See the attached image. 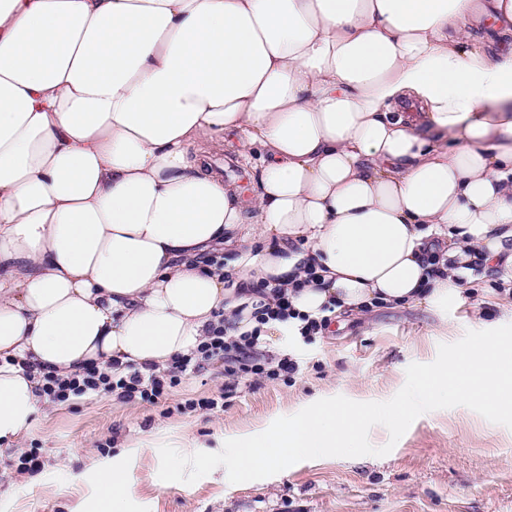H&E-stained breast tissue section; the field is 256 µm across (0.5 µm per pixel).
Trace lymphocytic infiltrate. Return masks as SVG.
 <instances>
[{
  "mask_svg": "<svg viewBox=\"0 0 512 512\" xmlns=\"http://www.w3.org/2000/svg\"><path fill=\"white\" fill-rule=\"evenodd\" d=\"M273 296V302L260 305L253 313L259 326L271 322L285 328L292 326L306 341L328 329L329 318L297 315L282 289H274ZM216 360L224 362V373L232 381L244 379L253 385L289 376L299 367L297 360L289 357L270 358L258 330L228 338L223 327L216 326L211 328L207 339L198 345L196 351L175 356L166 369L152 368L144 372L132 367L126 374L117 375L95 366H86L66 376L47 372L42 376L40 392L54 404H63L73 397L90 393L114 395L128 402L156 404L165 400L184 378Z\"/></svg>",
  "mask_w": 512,
  "mask_h": 512,
  "instance_id": "1",
  "label": "lymphocytic infiltrate"
}]
</instances>
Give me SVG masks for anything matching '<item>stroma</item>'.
<instances>
[{"label":"stroma","mask_w":512,"mask_h":512,"mask_svg":"<svg viewBox=\"0 0 512 512\" xmlns=\"http://www.w3.org/2000/svg\"><path fill=\"white\" fill-rule=\"evenodd\" d=\"M463 286L462 297L448 304L454 339L505 325L502 310L512 305V293L501 290L498 276L480 268ZM437 324L421 308L381 307L362 318L332 320L308 343L284 331L269 336V355L293 352L301 359L286 381L241 385L227 394L224 365L217 362L155 405L114 395L47 405L20 448L0 446V512H93V460L127 470L132 493L126 512H512V428L488 426L464 407L421 415L385 456L305 460L286 475L239 484L229 483L220 467L191 485L164 482L158 452H124L127 444L172 425L217 452L224 436L270 425L293 404L395 395L409 364L436 358L442 342L434 334ZM219 392L223 410L182 412L185 401ZM21 448L38 449L43 469L17 497L3 463Z\"/></svg>","instance_id":"1"}]
</instances>
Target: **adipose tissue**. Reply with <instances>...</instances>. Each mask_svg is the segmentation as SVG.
I'll list each match as a JSON object with an SVG mask.
<instances>
[{
  "mask_svg": "<svg viewBox=\"0 0 512 512\" xmlns=\"http://www.w3.org/2000/svg\"><path fill=\"white\" fill-rule=\"evenodd\" d=\"M508 239L512 0H0V441L42 372L166 368L218 316L252 331L261 283L312 318L440 314ZM227 250L231 287L204 261ZM159 446L204 462L185 430L128 452ZM90 466L125 512L124 471ZM210 159L214 168L222 169L225 179L236 181L245 194H249L251 190V181L247 174L251 171L250 167L245 165L240 158L230 153H224V149H222L215 151L211 155Z\"/></svg>",
  "mask_w": 512,
  "mask_h": 512,
  "instance_id": "adipose-tissue-1",
  "label": "adipose tissue"
}]
</instances>
